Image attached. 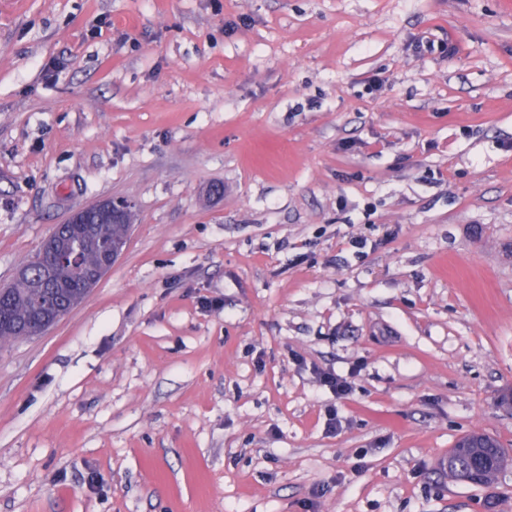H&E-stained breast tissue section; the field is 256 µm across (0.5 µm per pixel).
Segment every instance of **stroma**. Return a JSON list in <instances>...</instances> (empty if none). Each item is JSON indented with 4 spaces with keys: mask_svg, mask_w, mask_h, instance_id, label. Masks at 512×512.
Listing matches in <instances>:
<instances>
[{
    "mask_svg": "<svg viewBox=\"0 0 512 512\" xmlns=\"http://www.w3.org/2000/svg\"><path fill=\"white\" fill-rule=\"evenodd\" d=\"M113 197L0 512H512L441 466L512 446V0H0V287ZM112 206V211L128 215L133 212V205L123 198L103 200L91 206L75 210L63 224H83L82 218L89 212L96 210H107ZM113 213L93 214L90 216L93 225L94 238L100 245L125 241L129 224H113Z\"/></svg>",
    "mask_w": 512,
    "mask_h": 512,
    "instance_id": "35a3bbf8",
    "label": "stroma"
}]
</instances>
